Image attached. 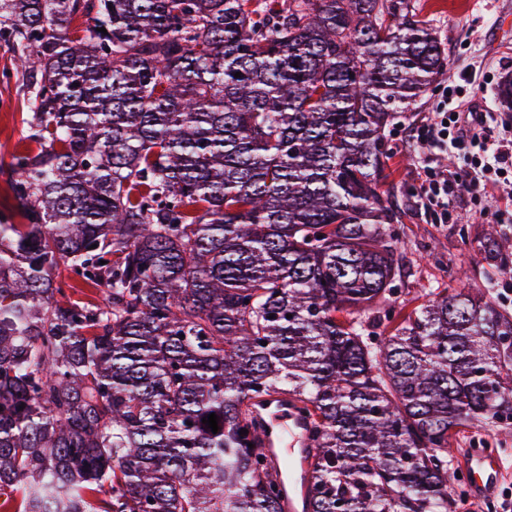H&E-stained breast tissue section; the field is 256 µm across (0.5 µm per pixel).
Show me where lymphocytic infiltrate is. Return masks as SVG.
Here are the masks:
<instances>
[{"label": "lymphocytic infiltrate", "mask_w": 512, "mask_h": 512, "mask_svg": "<svg viewBox=\"0 0 512 512\" xmlns=\"http://www.w3.org/2000/svg\"><path fill=\"white\" fill-rule=\"evenodd\" d=\"M490 119L487 112L460 111L452 99L447 98L421 120L416 139L421 168L418 194L421 207L448 212L454 205L455 190H476L490 177L504 180L512 174V127L502 126L490 154L481 157L473 154L489 132ZM447 151L471 156L470 172L462 175L438 165L437 153Z\"/></svg>", "instance_id": "f902f5d3"}]
</instances>
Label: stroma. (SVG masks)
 Segmentation results:
<instances>
[{"mask_svg":"<svg viewBox=\"0 0 512 512\" xmlns=\"http://www.w3.org/2000/svg\"><path fill=\"white\" fill-rule=\"evenodd\" d=\"M420 17L435 31L445 51L446 66L433 85L387 133L392 175L389 199L403 213L404 243L400 249L402 276L396 298L405 311L426 300L424 290L489 292L502 308L512 312V275L489 267L481 243L488 226H495L500 242L512 253V189L487 186L484 191H461L447 223L421 211L418 159L408 135L436 102L454 96L463 109L488 105L497 119L512 122V111L501 107L498 87L512 75V0H415ZM25 79L12 54L0 44V216L21 223L19 209L8 197L6 168L13 153L25 146L30 109L23 90ZM490 442L496 447L502 477L493 496L472 497L463 492L455 512H502L512 502V426L477 423L460 433L451 450L458 465L463 449Z\"/></svg>","mask_w":512,"mask_h":512,"instance_id":"obj_1","label":"stroma"}]
</instances>
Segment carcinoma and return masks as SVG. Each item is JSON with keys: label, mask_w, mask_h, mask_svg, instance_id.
Wrapping results in <instances>:
<instances>
[{"label": "carcinoma", "mask_w": 512, "mask_h": 512, "mask_svg": "<svg viewBox=\"0 0 512 512\" xmlns=\"http://www.w3.org/2000/svg\"><path fill=\"white\" fill-rule=\"evenodd\" d=\"M0 40L37 144L0 223V512H284L281 396L304 512H455L456 435L512 425V314L396 309L385 131L445 65L412 0H0ZM271 424L274 426H277L280 429L281 432V448H278V456L282 454L283 456L288 457H294L292 448L294 444L299 442L301 447L300 453L303 451L305 447H307L309 444L305 440L302 427L300 423L292 417L290 414L279 411L276 413H273L271 416ZM288 434L293 437V443L288 445ZM302 435V436H301ZM289 447V448H288Z\"/></svg>", "instance_id": "cac0c4a2"}]
</instances>
